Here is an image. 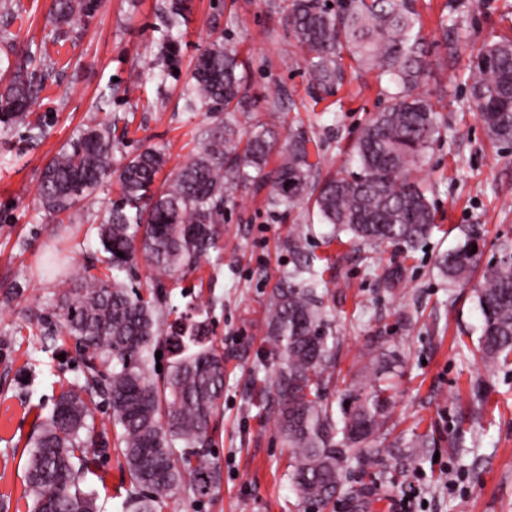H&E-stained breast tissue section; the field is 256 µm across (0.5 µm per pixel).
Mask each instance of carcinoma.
<instances>
[{"instance_id":"cac0c4a2","label":"carcinoma","mask_w":512,"mask_h":512,"mask_svg":"<svg viewBox=\"0 0 512 512\" xmlns=\"http://www.w3.org/2000/svg\"><path fill=\"white\" fill-rule=\"evenodd\" d=\"M416 0H290L288 29L303 53L308 80L325 92L342 84L345 61L375 71L393 87L389 103L368 120L353 152L358 171H339L315 181L309 139L283 144L262 126L243 138L236 113L246 107L244 63L217 37L197 57L183 89L186 106L224 113V128L210 132L200 151L173 176L157 184L164 148L148 147L121 167L119 201L112 204L98 238L104 263L123 271L141 257L161 284L195 266L211 250H224V205L237 190H268L276 208L304 206L341 234L369 245L414 248L429 235L435 211L427 188L412 172L441 136L437 103L419 92L427 50ZM98 0H52L49 16L67 23L91 13ZM187 0H169L162 31V62L179 64L178 35ZM31 55L18 58L0 89V124H22L37 94L28 79ZM467 81L471 99L493 144L512 142V38L477 50ZM120 138L112 125L86 128L45 166L38 188L44 208L70 221L80 202L112 175ZM276 152L279 165L267 169ZM463 240L439 255L448 282L468 285L476 273L483 238L472 224ZM309 229L288 235L293 269L271 289L266 309L268 353L278 360L269 375L255 373L256 408L275 410V425L288 446V480L301 504L326 507L343 487L349 464L365 472L379 460L400 461L424 448L426 434L387 441L392 402L382 378L383 346L370 344L362 374L366 383L334 410L327 392L336 375L339 340L329 318L323 263L308 248ZM477 252H472V249ZM124 253V257L117 253ZM482 315L478 351L491 368L512 360V252L503 248L475 289ZM63 328L79 341L89 373L84 385L61 392L31 442L26 482L32 512H98L95 492L85 486L99 456L93 445L94 397L112 412L115 447L125 461L129 487L123 507L161 512L166 501L187 492L198 502L219 489L223 470L209 448L212 416L224 396V353L196 320L160 333L151 297L118 276L79 274L61 298ZM171 357L167 372H151L159 345ZM106 372L98 371V365Z\"/></svg>"}]
</instances>
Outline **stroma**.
<instances>
[{
	"label": "stroma",
	"instance_id": "1",
	"mask_svg": "<svg viewBox=\"0 0 512 512\" xmlns=\"http://www.w3.org/2000/svg\"><path fill=\"white\" fill-rule=\"evenodd\" d=\"M289 0H190L181 26L179 72L161 76L158 61L165 0H102L91 17L56 24L50 0H0V78L7 60L34 52L29 75L41 92L29 124L0 126V503L30 512L25 446L36 418L48 414L61 388L83 383L73 337L61 330L59 299L74 269L102 274L96 227L117 199L114 178L82 202L81 223L50 216L37 188L47 162L89 124L125 130L113 167L148 145L165 147L164 174L199 150L207 131L223 126L220 112L189 111L183 89L194 62L215 37L238 50L250 106L238 114L241 133L265 125L278 140L302 132L310 139L319 176L355 168L352 145L367 119L388 101L389 83L376 73L348 75L332 93L311 89L286 23ZM431 48L423 92L439 100L442 135L416 176L430 186L437 226L423 247L374 248L325 244L328 225L306 209L269 206L265 192L238 193L224 210V251L200 259L179 280L166 281L159 308L169 326L194 305L208 318L225 359L224 398L214 415L212 449L223 481L205 506L187 494L165 512H298L288 481L289 450L274 420L250 401L255 371H270L264 311L272 284L293 267L285 241L298 224L311 225V248L330 256L324 278L334 291L339 338V404L363 365L371 341L397 351L388 375L394 434L433 438L431 448L395 483L350 474L323 512H512V366L487 371L476 347L480 321L473 286L454 287L436 256L457 245L464 226L480 225L489 263L500 243L512 244V144H491L474 110L465 77L474 51L488 39L512 37V0H417ZM458 23L455 51L442 24ZM403 277L395 290L384 278ZM127 474L116 451L100 458L89 489L101 512H123Z\"/></svg>",
	"mask_w": 512,
	"mask_h": 512
}]
</instances>
